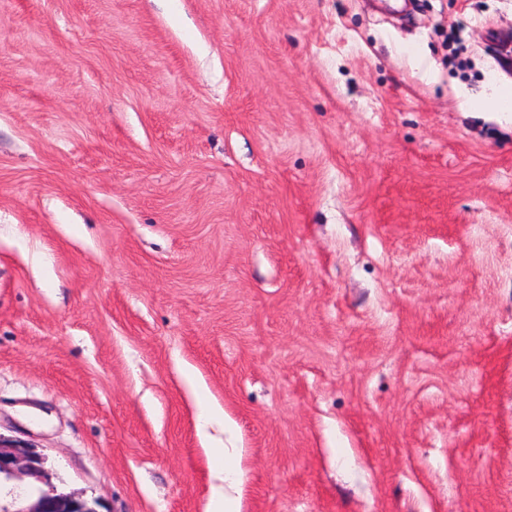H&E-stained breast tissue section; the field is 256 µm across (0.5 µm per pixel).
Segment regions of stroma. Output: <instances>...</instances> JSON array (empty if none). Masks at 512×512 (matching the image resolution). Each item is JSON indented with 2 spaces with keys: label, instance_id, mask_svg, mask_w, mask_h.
I'll list each match as a JSON object with an SVG mask.
<instances>
[{
  "label": "stroma",
  "instance_id": "stroma-1",
  "mask_svg": "<svg viewBox=\"0 0 512 512\" xmlns=\"http://www.w3.org/2000/svg\"><path fill=\"white\" fill-rule=\"evenodd\" d=\"M512 0H0V433L99 512H512ZM220 409L206 417L205 408ZM512 87L497 86L491 91H485L482 95H472L469 93L458 94V106L462 111L492 112L505 114L512 112Z\"/></svg>",
  "mask_w": 512,
  "mask_h": 512
}]
</instances>
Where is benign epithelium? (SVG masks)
Listing matches in <instances>:
<instances>
[{
    "label": "benign epithelium",
    "instance_id": "obj_1",
    "mask_svg": "<svg viewBox=\"0 0 512 512\" xmlns=\"http://www.w3.org/2000/svg\"><path fill=\"white\" fill-rule=\"evenodd\" d=\"M0 488L3 512H98V501L68 490L42 451L2 434Z\"/></svg>",
    "mask_w": 512,
    "mask_h": 512
}]
</instances>
